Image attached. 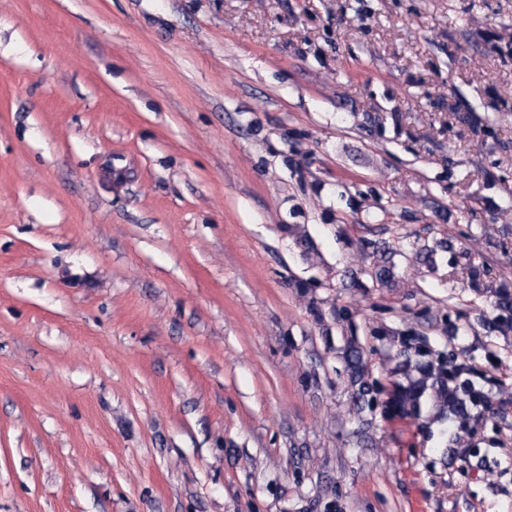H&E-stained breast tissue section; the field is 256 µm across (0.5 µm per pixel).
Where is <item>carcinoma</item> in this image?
<instances>
[{"mask_svg":"<svg viewBox=\"0 0 512 512\" xmlns=\"http://www.w3.org/2000/svg\"><path fill=\"white\" fill-rule=\"evenodd\" d=\"M495 306L502 311V315L497 321L488 324V327L492 330L512 327V318L509 317L512 313V294L506 291L500 293ZM403 355L405 359L398 370L403 381L398 383L397 392L389 399L390 406L401 413L413 415L420 411L421 399L430 391L434 398L435 416L453 420L457 422L459 430H467L471 396L461 394L457 388L450 386L451 375L442 365L414 359L406 350ZM347 364L351 386L355 387V403L361 412L365 407L372 406V397L371 387L364 378L360 353L350 351Z\"/></svg>","mask_w":512,"mask_h":512,"instance_id":"1","label":"carcinoma"}]
</instances>
